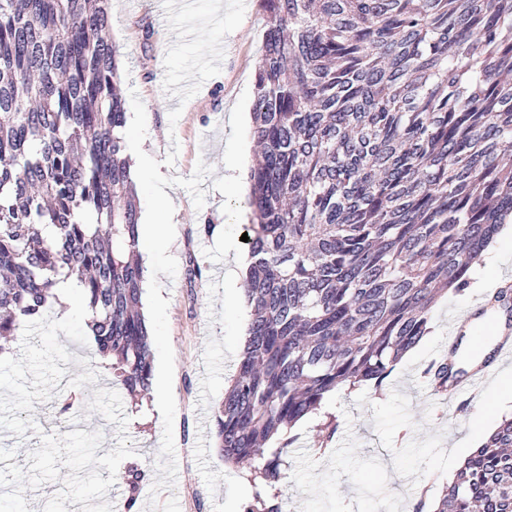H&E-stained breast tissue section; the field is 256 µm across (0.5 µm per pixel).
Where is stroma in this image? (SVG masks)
Segmentation results:
<instances>
[{
	"label": "stroma",
	"instance_id": "35a3bbf8",
	"mask_svg": "<svg viewBox=\"0 0 512 512\" xmlns=\"http://www.w3.org/2000/svg\"><path fill=\"white\" fill-rule=\"evenodd\" d=\"M111 40L119 47V73L125 110L142 118L127 129L128 140L157 139L161 151L140 167L138 196L145 213L157 211L152 185L163 173L179 209L175 240L164 253L141 232L143 260L152 263L166 295L159 309L145 305L152 325L155 390L140 400L124 393L93 343L79 344L59 335L74 356L66 365L71 379L91 368L95 384L69 388L58 384L48 400L35 402L36 430L16 436L0 430V469L29 468L30 453L40 448V433L74 430L101 432L99 454L116 448V424L88 411L95 389L120 393L129 419L126 433L131 457L120 463L105 499L112 512H125L135 498L145 512H243L252 493L253 467L230 465L215 446L213 411L235 373L251 320V306L214 268L228 269L249 223V191L225 187L224 165L236 163L242 175L255 164L252 121L235 123L233 113L252 112L257 58L265 31L259 0H184L165 10L157 0H109ZM213 225V233L202 230ZM203 270L189 278L186 259ZM512 268V244L472 270L478 289L451 293L431 314V332L415 357L399 361L382 385L338 389L325 395L314 416L275 436L282 448L283 477L278 500L284 512H375L378 499L391 501L393 512H410L411 502L395 499V482L447 480L448 464L470 436L475 419L494 425L502 412L489 394H481L466 411L448 414L421 376L424 364L438 354L448 320H462L475 292H488ZM88 366H79V359ZM73 396L78 411L70 421L58 419L62 399ZM165 397L168 412L154 414ZM337 424L329 434L327 422ZM138 465L145 477L130 489L125 472Z\"/></svg>",
	"mask_w": 512,
	"mask_h": 512
}]
</instances>
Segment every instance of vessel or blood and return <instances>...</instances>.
<instances>
[{"label":"vessel or blood","instance_id":"obj_1","mask_svg":"<svg viewBox=\"0 0 512 512\" xmlns=\"http://www.w3.org/2000/svg\"><path fill=\"white\" fill-rule=\"evenodd\" d=\"M471 310V320L490 324L495 339L489 352L476 364L453 366L448 386V394L452 397L466 395L473 398L479 395L485 379L512 355V302H494L478 297L475 298Z\"/></svg>","mask_w":512,"mask_h":512}]
</instances>
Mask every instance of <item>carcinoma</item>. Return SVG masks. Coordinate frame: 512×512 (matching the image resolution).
<instances>
[{
  "instance_id": "1",
  "label": "carcinoma",
  "mask_w": 512,
  "mask_h": 512,
  "mask_svg": "<svg viewBox=\"0 0 512 512\" xmlns=\"http://www.w3.org/2000/svg\"><path fill=\"white\" fill-rule=\"evenodd\" d=\"M244 283L252 318L215 411L224 461H263L243 512H281L266 444L430 332L512 218V0H261ZM108 0H0V337L77 275L101 359L152 390L140 210ZM95 222L85 221V212ZM421 375L448 393V359ZM435 512H512V419Z\"/></svg>"
}]
</instances>
